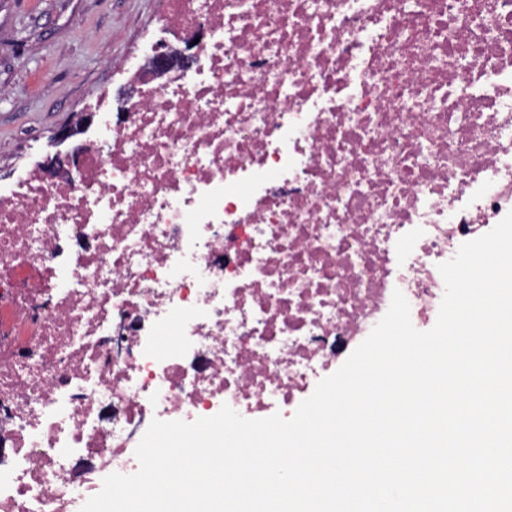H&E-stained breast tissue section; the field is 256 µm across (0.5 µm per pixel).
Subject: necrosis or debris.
I'll return each mask as SVG.
<instances>
[{"label":"necrosis or debris","instance_id":"necrosis-or-debris-1","mask_svg":"<svg viewBox=\"0 0 512 512\" xmlns=\"http://www.w3.org/2000/svg\"><path fill=\"white\" fill-rule=\"evenodd\" d=\"M81 181L0 189V512H80L153 419L293 411L512 211V0H164ZM206 33L207 28L205 24L200 23L189 36L178 38V41L183 44L182 48H177L165 43H157L152 48L153 52L149 57L148 66L143 69V80L149 81L162 78L173 72L190 74L198 64V62L195 63L198 59V49ZM208 36L207 34L205 40ZM195 38H199V42L193 44ZM192 50L194 51L191 52ZM193 63L195 64L190 68Z\"/></svg>","mask_w":512,"mask_h":512}]
</instances>
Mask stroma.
Segmentation results:
<instances>
[{
	"label": "stroma",
	"mask_w": 512,
	"mask_h": 512,
	"mask_svg": "<svg viewBox=\"0 0 512 512\" xmlns=\"http://www.w3.org/2000/svg\"><path fill=\"white\" fill-rule=\"evenodd\" d=\"M162 0H0V188L66 153L54 133L86 107L117 112L114 62L160 39Z\"/></svg>",
	"instance_id": "obj_1"
}]
</instances>
